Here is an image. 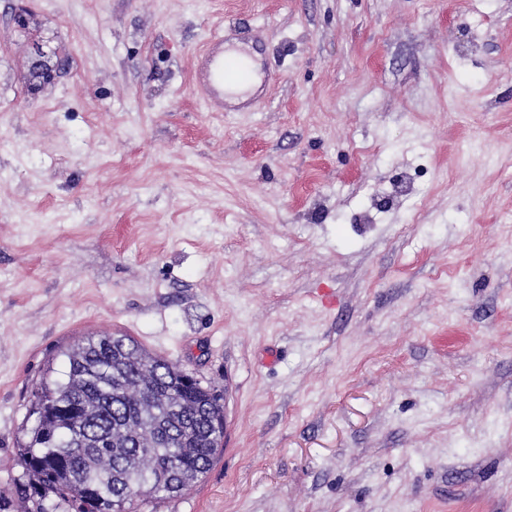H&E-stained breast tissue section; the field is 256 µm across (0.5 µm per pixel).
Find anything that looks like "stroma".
<instances>
[{"mask_svg":"<svg viewBox=\"0 0 512 512\" xmlns=\"http://www.w3.org/2000/svg\"><path fill=\"white\" fill-rule=\"evenodd\" d=\"M0 0V489L64 350L225 400L141 512H512V0ZM259 97L206 108L225 16ZM67 63L33 85L34 43Z\"/></svg>","mask_w":512,"mask_h":512,"instance_id":"1","label":"stroma"}]
</instances>
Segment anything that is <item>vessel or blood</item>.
Masks as SVG:
<instances>
[{
	"label": "vessel or blood",
	"mask_w": 512,
	"mask_h": 512,
	"mask_svg": "<svg viewBox=\"0 0 512 512\" xmlns=\"http://www.w3.org/2000/svg\"><path fill=\"white\" fill-rule=\"evenodd\" d=\"M233 27V21L228 20L210 33L198 51L191 74L192 84L205 104L220 110L227 109L234 90L251 78L240 49L227 43Z\"/></svg>",
	"instance_id": "b4317fda"
}]
</instances>
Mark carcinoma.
<instances>
[{
    "label": "carcinoma",
    "mask_w": 512,
    "mask_h": 512,
    "mask_svg": "<svg viewBox=\"0 0 512 512\" xmlns=\"http://www.w3.org/2000/svg\"><path fill=\"white\" fill-rule=\"evenodd\" d=\"M66 357L68 381L31 393L35 424L18 448L29 481L0 491V512L15 496L24 512H46L48 499L68 512H138L208 472L224 438L210 430L221 409L200 381L173 385L179 367L129 336H89Z\"/></svg>",
    "instance_id": "obj_1"
}]
</instances>
